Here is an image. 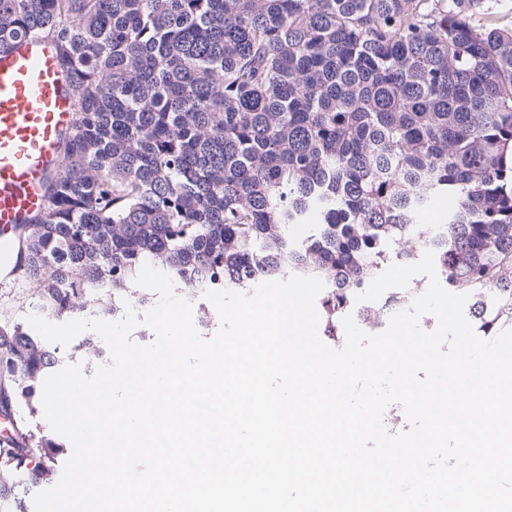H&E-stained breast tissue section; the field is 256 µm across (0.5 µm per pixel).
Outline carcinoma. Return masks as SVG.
<instances>
[{
    "instance_id": "carcinoma-1",
    "label": "carcinoma",
    "mask_w": 512,
    "mask_h": 512,
    "mask_svg": "<svg viewBox=\"0 0 512 512\" xmlns=\"http://www.w3.org/2000/svg\"><path fill=\"white\" fill-rule=\"evenodd\" d=\"M482 0H0V44L53 39L78 125L30 282L53 316L136 287L288 275L348 289L427 251L469 313L512 316V27ZM434 198L446 223H417ZM309 225L302 239L292 233ZM56 352L0 324V504L55 443L29 425ZM1 423L5 425L0 428V444L3 448H12L14 443L29 445L30 439L27 438L26 442L20 433L18 423L15 419L13 411L7 414H0ZM7 444L8 446H4Z\"/></svg>"
}]
</instances>
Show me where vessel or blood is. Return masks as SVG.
<instances>
[{"label": "vessel or blood", "mask_w": 512, "mask_h": 512, "mask_svg": "<svg viewBox=\"0 0 512 512\" xmlns=\"http://www.w3.org/2000/svg\"><path fill=\"white\" fill-rule=\"evenodd\" d=\"M78 121L56 43L24 36L0 48V288L24 279L25 245L47 217Z\"/></svg>", "instance_id": "1"}]
</instances>
